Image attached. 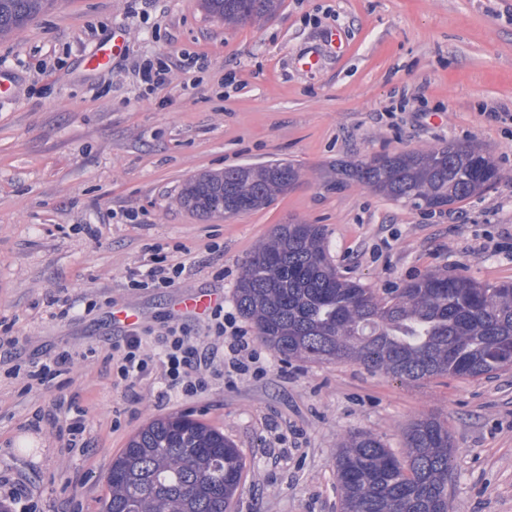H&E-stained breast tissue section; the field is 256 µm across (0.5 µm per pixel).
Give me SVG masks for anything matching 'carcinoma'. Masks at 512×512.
Wrapping results in <instances>:
<instances>
[{
  "label": "carcinoma",
  "mask_w": 512,
  "mask_h": 512,
  "mask_svg": "<svg viewBox=\"0 0 512 512\" xmlns=\"http://www.w3.org/2000/svg\"><path fill=\"white\" fill-rule=\"evenodd\" d=\"M52 0H0V36L41 14ZM238 24L274 15L281 0H202ZM300 178L282 161L240 165L189 179L179 203L223 218L260 209ZM501 174L473 144L448 142L336 167L394 201L435 210L495 187ZM239 312L282 360L353 362L417 382L481 377L512 366V282L487 286L462 275L428 274L392 297L340 276L320 224H279L243 266ZM405 460L375 435L352 431L336 455L342 512H455L448 498L454 444L447 420L430 413L404 430ZM245 468L224 433L188 415L156 418L135 433L107 474L101 512H228Z\"/></svg>",
  "instance_id": "carcinoma-1"
}]
</instances>
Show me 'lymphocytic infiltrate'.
<instances>
[{"mask_svg": "<svg viewBox=\"0 0 512 512\" xmlns=\"http://www.w3.org/2000/svg\"><path fill=\"white\" fill-rule=\"evenodd\" d=\"M210 334L222 341L223 357L202 351L200 340L180 326L169 327L155 353L146 349L142 337L134 334L123 337L112 346L116 354V385L134 388L158 367L166 390L190 398L207 390L209 372L228 377L248 372V362L255 359L256 353L245 330L223 308L212 311Z\"/></svg>", "mask_w": 512, "mask_h": 512, "instance_id": "f902f5d3", "label": "lymphocytic infiltrate"}]
</instances>
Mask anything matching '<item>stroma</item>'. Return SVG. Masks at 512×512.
Returning <instances> with one entry per match:
<instances>
[{"mask_svg": "<svg viewBox=\"0 0 512 512\" xmlns=\"http://www.w3.org/2000/svg\"><path fill=\"white\" fill-rule=\"evenodd\" d=\"M121 31L109 68L85 57ZM318 56L305 66L309 56ZM171 67L153 90L142 71ZM0 500L30 512H100L106 474L155 418L187 413L244 457L230 512H339L335 458L364 430L401 454L419 416L448 419V494L458 512H512V367L407 383L349 363L284 362L256 343L261 376L214 375L199 396L159 398V373L113 383V312L132 307L148 349L177 296L217 292L236 314L245 261L276 225L320 224L337 271L395 295L429 273L512 281V0H282L236 25L200 0H54L0 38ZM471 143L502 172L495 188L434 211L356 183L336 165L447 142ZM288 161L300 181L266 207L203 219L183 184L203 172ZM181 264L177 287L139 288L154 254ZM69 351L67 372L29 385ZM84 415L72 435L69 415Z\"/></svg>", "mask_w": 512, "mask_h": 512, "instance_id": "obj_1", "label": "stroma"}]
</instances>
